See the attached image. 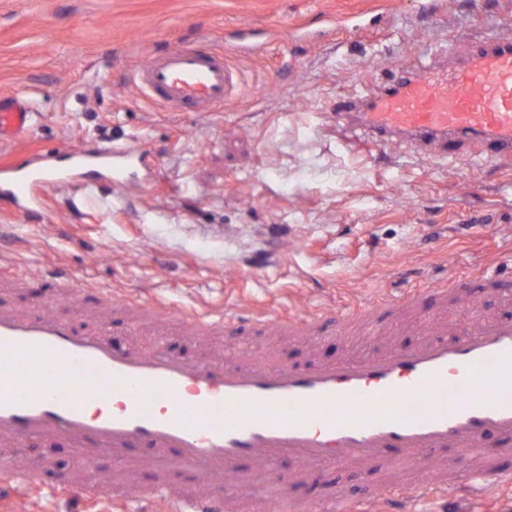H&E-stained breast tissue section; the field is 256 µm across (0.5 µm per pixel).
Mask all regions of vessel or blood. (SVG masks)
I'll list each match as a JSON object with an SVG mask.
<instances>
[{"label":"vessel or blood","mask_w":512,"mask_h":512,"mask_svg":"<svg viewBox=\"0 0 512 512\" xmlns=\"http://www.w3.org/2000/svg\"><path fill=\"white\" fill-rule=\"evenodd\" d=\"M133 79L141 92L173 113L212 114L233 93L224 55L170 47ZM31 102L0 97V143L28 137ZM344 137L363 131L369 143L429 146L463 165L512 164V41H487L445 70L413 68L377 94L343 104L335 114ZM123 154H67L69 176L98 172L120 182ZM53 173L0 165V199L18 205ZM80 290V289H79ZM94 309H112L131 326L152 323L167 336L237 334L249 325L273 336L316 338L332 330L367 344L385 319L413 310V345L352 354L331 362L289 365L273 355L240 351L175 356L163 346L140 350L110 340L111 324L76 326L51 308L0 310V447L62 441L86 460L124 466L136 450L151 451L161 470L187 472L203 492L166 484L146 490L169 512H236L233 487L254 477L277 479L284 462L301 475L339 464L372 474L388 464L412 473L409 483L380 482L390 512L407 500L472 497L488 485H512L501 457L512 449V319L488 316L459 324L466 288L411 289L312 317L244 313L195 319L159 306L132 309L128 298L99 288L80 290ZM472 458L463 472L445 459ZM54 497L103 498L99 488L60 475Z\"/></svg>","instance_id":"b4317fda"}]
</instances>
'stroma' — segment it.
<instances>
[{"mask_svg":"<svg viewBox=\"0 0 512 512\" xmlns=\"http://www.w3.org/2000/svg\"><path fill=\"white\" fill-rule=\"evenodd\" d=\"M491 37L512 41V0H0V95L27 97L36 112L25 140L0 144V164L61 168L68 146L143 151L124 185L90 175L0 216V264L231 316L319 315L512 261V166L363 150L332 118L407 68L450 66ZM175 44L224 52L238 73L218 113L180 118L134 84L136 68ZM350 351L331 337L310 349L281 342L277 356L302 364ZM1 468L32 472L0 495L7 512H81L49 494L62 473L121 478L111 459L82 463L65 443L0 454ZM158 479L147 461L130 466V512ZM293 484L313 506L339 489L369 492L355 468L303 483L287 462L253 512Z\"/></svg>","mask_w":512,"mask_h":512,"instance_id":"stroma-1","label":"stroma"}]
</instances>
